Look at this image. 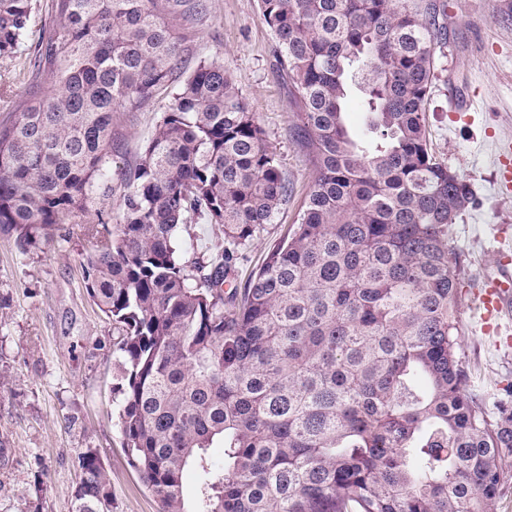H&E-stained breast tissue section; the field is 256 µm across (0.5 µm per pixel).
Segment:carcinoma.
Here are the masks:
<instances>
[{"label": "carcinoma", "mask_w": 512, "mask_h": 512, "mask_svg": "<svg viewBox=\"0 0 512 512\" xmlns=\"http://www.w3.org/2000/svg\"><path fill=\"white\" fill-rule=\"evenodd\" d=\"M258 3L313 176L298 224L243 287L224 291L235 253L289 187L224 65L183 69L182 31L208 0H52L32 64L50 86L0 123V236L27 252L81 222L97 240L85 288L121 336V446L159 512H493L512 406L490 415L457 355L448 234L473 191L426 128L444 13L435 0ZM36 10L0 0L1 59ZM170 87L110 230L94 216L112 193L113 118ZM355 92L362 137L345 117ZM194 217L224 235L209 266L181 237ZM77 465L72 512H112L98 452Z\"/></svg>", "instance_id": "obj_1"}]
</instances>
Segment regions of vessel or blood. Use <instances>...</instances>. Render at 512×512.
<instances>
[{
  "instance_id": "obj_1",
  "label": "vessel or blood",
  "mask_w": 512,
  "mask_h": 512,
  "mask_svg": "<svg viewBox=\"0 0 512 512\" xmlns=\"http://www.w3.org/2000/svg\"><path fill=\"white\" fill-rule=\"evenodd\" d=\"M496 184L512 191V149L500 148L496 156ZM512 310V248L496 252V269L485 275L475 294V312L485 331L500 332L508 311Z\"/></svg>"
}]
</instances>
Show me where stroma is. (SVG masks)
Instances as JSON below:
<instances>
[{
    "label": "stroma",
    "instance_id": "1",
    "mask_svg": "<svg viewBox=\"0 0 512 512\" xmlns=\"http://www.w3.org/2000/svg\"><path fill=\"white\" fill-rule=\"evenodd\" d=\"M37 12L17 58L0 59V122L47 76L29 60L52 26L51 0ZM448 41L426 112L438 160L467 180L474 202L451 230L459 282L458 354L488 412L512 400V347L492 348L470 320L473 290L495 260V237L512 234V196L493 189V146L512 139V0H439ZM194 55L215 57L234 78L266 132L292 194L236 265L248 275L288 234L304 206L311 167L292 137L296 107L277 62L276 40L258 0H211L208 20L187 31ZM171 96L162 92L112 127V170L134 163ZM94 239L81 225L69 237L24 253L0 236V512H71L80 479L78 454L96 449L112 483V512H158V502L129 467L112 410L118 332L85 288L82 256Z\"/></svg>",
    "mask_w": 512,
    "mask_h": 512
}]
</instances>
